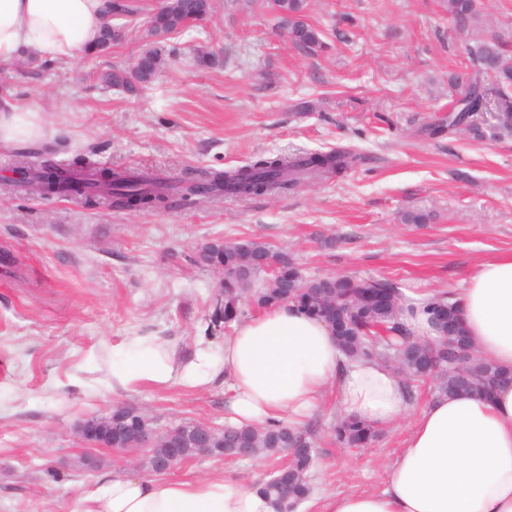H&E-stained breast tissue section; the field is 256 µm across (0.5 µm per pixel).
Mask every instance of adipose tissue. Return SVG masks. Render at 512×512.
Segmentation results:
<instances>
[{
    "mask_svg": "<svg viewBox=\"0 0 512 512\" xmlns=\"http://www.w3.org/2000/svg\"><path fill=\"white\" fill-rule=\"evenodd\" d=\"M107 20L104 0H0V64L24 54L53 64L91 53ZM41 107L0 110V143L42 136ZM472 348L509 379L492 398L458 393L429 401L415 417L378 492L317 495L309 512H512V253L479 263L453 296ZM223 383L224 422L304 428L335 392L346 415L396 424L407 409L404 384L378 362L348 361L326 322L289 305L261 310L225 337L217 353L184 363L154 336L112 350V379L125 390ZM74 512H274L253 483L213 473L195 480L103 473Z\"/></svg>",
    "mask_w": 512,
    "mask_h": 512,
    "instance_id": "1",
    "label": "adipose tissue"
}]
</instances>
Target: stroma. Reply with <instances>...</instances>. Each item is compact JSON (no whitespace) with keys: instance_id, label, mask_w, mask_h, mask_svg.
I'll use <instances>...</instances> for the list:
<instances>
[{"instance_id":"1","label":"stroma","mask_w":512,"mask_h":512,"mask_svg":"<svg viewBox=\"0 0 512 512\" xmlns=\"http://www.w3.org/2000/svg\"><path fill=\"white\" fill-rule=\"evenodd\" d=\"M459 31L443 0H308L326 32L310 56L263 10L214 0L212 16L169 35L166 63L140 95L105 89L96 74L131 66L143 26L110 54L48 65L0 66L12 102H38L49 161L79 152L104 167L195 179L259 154L336 148L360 160L342 178L244 200L178 195L161 209L115 210L74 197L33 196L0 152V512H72L98 473L149 474L146 454L81 446L75 425L114 405L137 407L158 429L224 425V391L174 381L112 387V348L156 336L182 358L224 341L211 322L219 278L196 263L214 240L257 238L288 250L310 276L394 281L402 293L452 292L485 259L512 252V137L476 141L426 133L448 111V75L471 76L466 43L512 47V0H479ZM214 54L208 67L198 50ZM310 103L311 111L300 108ZM432 213L404 224L403 211ZM414 391L407 416L369 448L339 447L334 395L311 418L314 494L379 491L433 396ZM273 468L201 455L175 476L212 472L259 480Z\"/></svg>"}]
</instances>
